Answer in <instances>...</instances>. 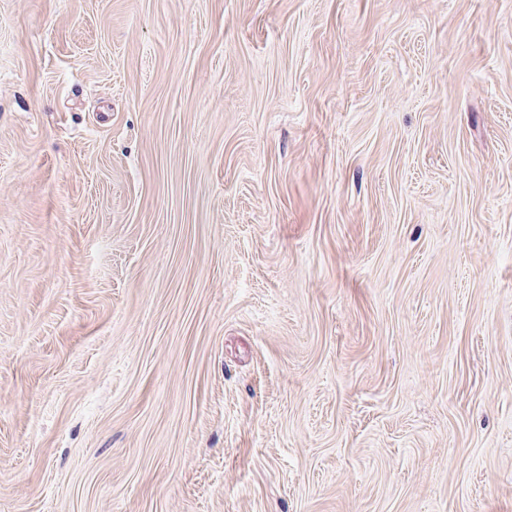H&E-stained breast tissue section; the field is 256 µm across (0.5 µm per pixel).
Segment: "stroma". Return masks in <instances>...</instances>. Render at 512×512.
Returning <instances> with one entry per match:
<instances>
[{
  "label": "stroma",
  "mask_w": 512,
  "mask_h": 512,
  "mask_svg": "<svg viewBox=\"0 0 512 512\" xmlns=\"http://www.w3.org/2000/svg\"><path fill=\"white\" fill-rule=\"evenodd\" d=\"M0 512H512V0H0Z\"/></svg>",
  "instance_id": "obj_1"
}]
</instances>
